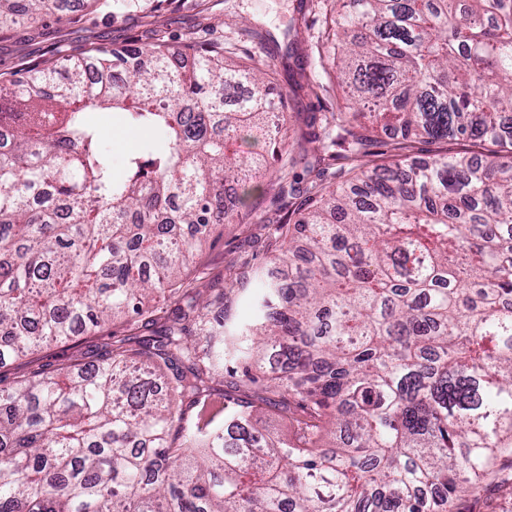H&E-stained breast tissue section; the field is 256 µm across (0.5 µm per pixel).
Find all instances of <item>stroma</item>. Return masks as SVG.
Listing matches in <instances>:
<instances>
[{
  "label": "stroma",
  "mask_w": 512,
  "mask_h": 512,
  "mask_svg": "<svg viewBox=\"0 0 512 512\" xmlns=\"http://www.w3.org/2000/svg\"><path fill=\"white\" fill-rule=\"evenodd\" d=\"M299 17L298 0H127L122 11L113 13L104 0L89 6L83 0H66L59 18H47L35 31L0 39V74L20 64L78 55L101 45L120 46L134 40L147 47L159 38L204 43L217 34L232 46L233 62L277 71L288 98V141L293 144L308 139L315 116L335 110L338 94L335 79L323 73L318 59L321 24L301 22L299 34H292L289 27ZM102 128L112 167L121 171L143 136L107 120ZM250 187L252 196L242 211V223L227 225L203 245L185 280L187 290L224 289L230 271L246 261L262 266L274 254L277 245L263 226L264 218L275 214L274 187L266 179L251 182ZM114 334L140 336V324L131 319L45 346L1 367L0 381L90 361Z\"/></svg>",
  "instance_id": "35a3bbf8"
}]
</instances>
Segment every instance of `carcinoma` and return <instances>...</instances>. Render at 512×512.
Listing matches in <instances>:
<instances>
[{
  "label": "carcinoma",
  "instance_id": "carcinoma-1",
  "mask_svg": "<svg viewBox=\"0 0 512 512\" xmlns=\"http://www.w3.org/2000/svg\"><path fill=\"white\" fill-rule=\"evenodd\" d=\"M62 2L0 0V35ZM306 7L323 10L317 53L345 103L309 139L324 167L297 206L285 94L219 39L96 47L0 79V367L120 316L150 332L89 370L0 386V512H455L512 496V0ZM96 112L148 134L118 176ZM390 125L395 154L370 168ZM244 134L265 154L235 147ZM448 138L497 150L407 154ZM273 162L281 254L255 271L252 318L231 322L181 269L243 205L224 207V180ZM230 364L295 405V439L256 428L264 396L208 416Z\"/></svg>",
  "mask_w": 512,
  "mask_h": 512
}]
</instances>
